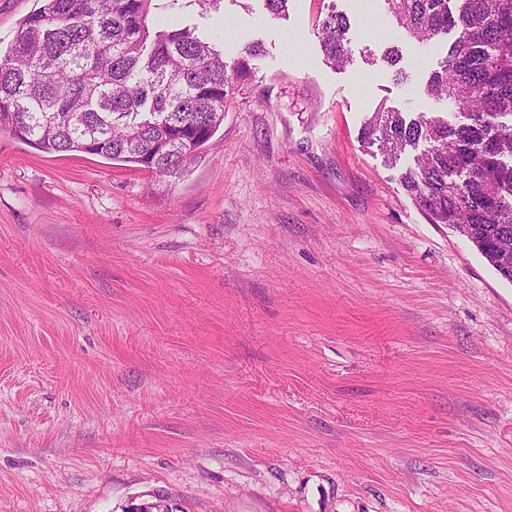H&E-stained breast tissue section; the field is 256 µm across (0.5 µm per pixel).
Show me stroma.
<instances>
[{
	"label": "stroma",
	"instance_id": "35a3bbf8",
	"mask_svg": "<svg viewBox=\"0 0 512 512\" xmlns=\"http://www.w3.org/2000/svg\"><path fill=\"white\" fill-rule=\"evenodd\" d=\"M172 19L263 47L180 177L0 132V512H512V282L403 189L426 142L362 136L467 122L426 93L452 35L385 0ZM348 19L335 13L328 14L321 24V47L326 58L333 64L342 65L349 57L346 32Z\"/></svg>",
	"mask_w": 512,
	"mask_h": 512
}]
</instances>
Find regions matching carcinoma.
<instances>
[{"mask_svg":"<svg viewBox=\"0 0 512 512\" xmlns=\"http://www.w3.org/2000/svg\"><path fill=\"white\" fill-rule=\"evenodd\" d=\"M156 0H43L0 53V130L46 153L78 152L130 164L159 178L181 175L224 122L228 98L252 77L256 43L232 63L185 27L151 31ZM409 37L428 44L454 29L427 92L467 110L471 122L372 114L362 134L395 159L429 147L401 174L432 224L466 237L512 282L491 246L512 236V0H387ZM348 19L331 13L321 47L349 57Z\"/></svg>","mask_w":512,"mask_h":512,"instance_id":"cac0c4a2","label":"carcinoma"}]
</instances>
